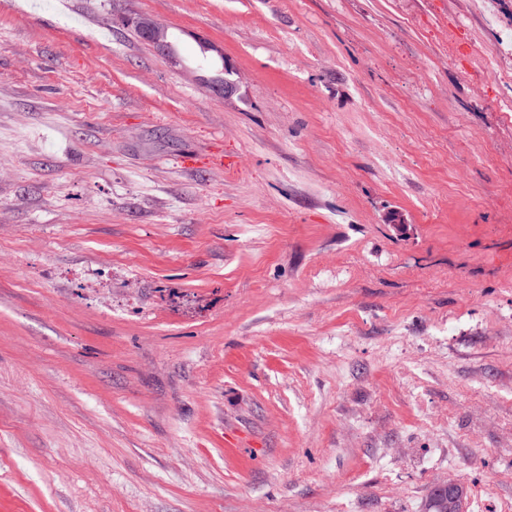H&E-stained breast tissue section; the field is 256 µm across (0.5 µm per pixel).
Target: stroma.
<instances>
[{"mask_svg": "<svg viewBox=\"0 0 512 512\" xmlns=\"http://www.w3.org/2000/svg\"><path fill=\"white\" fill-rule=\"evenodd\" d=\"M470 11L0 0V512H512V0Z\"/></svg>", "mask_w": 512, "mask_h": 512, "instance_id": "stroma-1", "label": "stroma"}]
</instances>
